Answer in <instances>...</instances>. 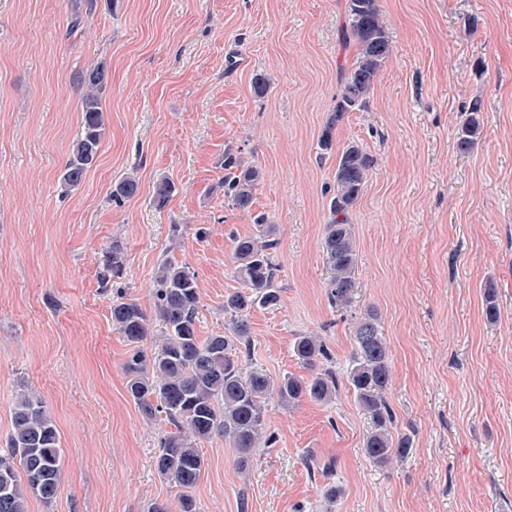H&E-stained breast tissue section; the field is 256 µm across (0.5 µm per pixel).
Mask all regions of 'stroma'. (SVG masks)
Returning a JSON list of instances; mask_svg holds the SVG:
<instances>
[{"mask_svg":"<svg viewBox=\"0 0 512 512\" xmlns=\"http://www.w3.org/2000/svg\"><path fill=\"white\" fill-rule=\"evenodd\" d=\"M75 5L0 0V453L22 388L43 401L63 451L59 497L31 500L29 512H147L155 501L178 512L180 488L156 471L169 426L143 418L127 392L130 345L100 261L122 242L123 291L148 313L160 257L187 265L198 335H225L224 300L241 288L232 237L255 234L256 213L277 227L280 303L251 311L248 366L302 375L293 343L315 335L345 375L354 324L375 310L395 432L412 449L370 462L371 423L348 385L327 403L273 399L276 443L247 470L223 437L199 443L198 512H512V0H380L390 55L367 111L334 134L336 149L356 141L375 159L349 213L358 288L346 311L328 300L336 157L319 147L355 53L340 38L346 0ZM97 63L108 73L106 133L96 165L66 192L77 76ZM260 73L270 79L261 97ZM476 98L482 132L465 153L456 131ZM228 143L264 173L249 214L224 201ZM127 172L140 191L114 202ZM164 177L176 191L159 209Z\"/></svg>","mask_w":512,"mask_h":512,"instance_id":"1","label":"stroma"}]
</instances>
